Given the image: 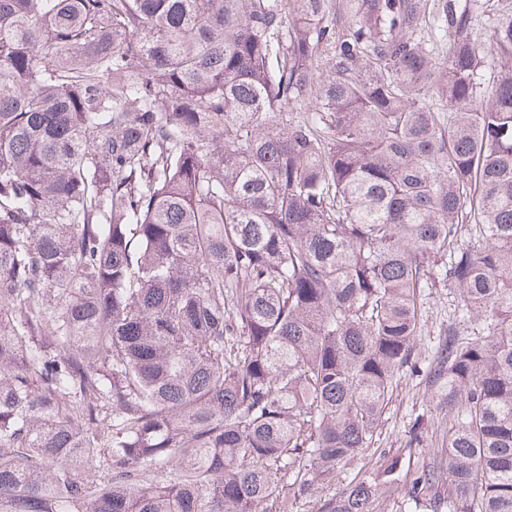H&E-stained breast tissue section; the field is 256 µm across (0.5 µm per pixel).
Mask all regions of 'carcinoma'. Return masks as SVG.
Listing matches in <instances>:
<instances>
[{"instance_id": "carcinoma-1", "label": "carcinoma", "mask_w": 512, "mask_h": 512, "mask_svg": "<svg viewBox=\"0 0 512 512\" xmlns=\"http://www.w3.org/2000/svg\"><path fill=\"white\" fill-rule=\"evenodd\" d=\"M439 284L482 326L426 371L444 457L319 512L442 484L432 512H512V22L0 0V512H255L285 485L298 512L370 447Z\"/></svg>"}]
</instances>
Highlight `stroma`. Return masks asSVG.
<instances>
[{"label":"stroma","mask_w":512,"mask_h":512,"mask_svg":"<svg viewBox=\"0 0 512 512\" xmlns=\"http://www.w3.org/2000/svg\"><path fill=\"white\" fill-rule=\"evenodd\" d=\"M461 4L471 17L473 35L478 39H485L493 26L512 22V0H461ZM454 296V289L435 288L425 297L421 331L413 340L410 363L393 385V393L378 425L374 443L328 484L323 485L318 495L303 501L300 512H318L321 497L342 491L349 474L379 467L385 457L406 454L405 464L414 470L420 468L423 462L440 455L445 448L446 434L440 415L426 411L431 395L424 385V373L437 347L446 340L449 327H456L458 333L466 337L473 336L477 328L473 322H456L453 314ZM419 417L427 424L428 435L422 446L410 450L406 443Z\"/></svg>","instance_id":"obj_1"}]
</instances>
